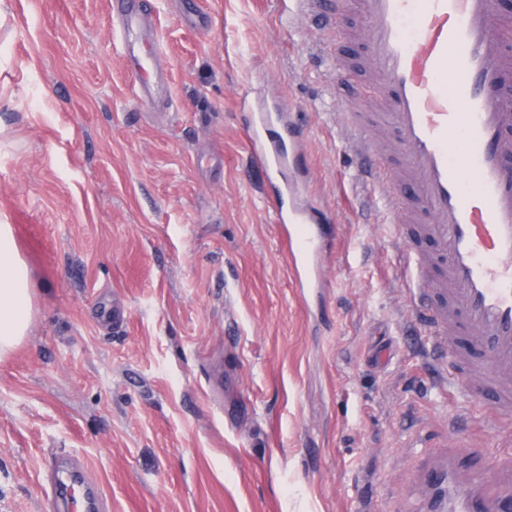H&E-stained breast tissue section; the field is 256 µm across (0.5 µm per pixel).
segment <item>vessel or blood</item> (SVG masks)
Instances as JSON below:
<instances>
[{
	"label": "vessel or blood",
	"instance_id": "obj_1",
	"mask_svg": "<svg viewBox=\"0 0 512 512\" xmlns=\"http://www.w3.org/2000/svg\"><path fill=\"white\" fill-rule=\"evenodd\" d=\"M316 25L332 22L324 0H293ZM124 33L139 22L136 0H114ZM353 32L375 87L349 103V130L368 150L359 116L380 105L396 134L393 153L360 170L368 183L414 194L395 221L412 245L403 259L410 301L448 385L469 401L490 399L512 415V55L494 0H354ZM247 137L266 174L285 179L294 162V133L267 110L252 113ZM297 284L312 287L322 238L287 184L272 201ZM436 252H429L427 243ZM470 345L469 354L457 349ZM477 448L452 452L428 479L430 512H512V490L491 474L512 476V453L482 463ZM75 474L54 480L51 501L69 499L75 512H96L98 487L72 497Z\"/></svg>",
	"mask_w": 512,
	"mask_h": 512
}]
</instances>
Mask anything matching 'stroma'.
Wrapping results in <instances>:
<instances>
[{"instance_id":"stroma-1","label":"stroma","mask_w":512,"mask_h":512,"mask_svg":"<svg viewBox=\"0 0 512 512\" xmlns=\"http://www.w3.org/2000/svg\"><path fill=\"white\" fill-rule=\"evenodd\" d=\"M139 3L146 96L110 0H0V224L35 291L0 360V512H51L61 458L105 512H423L449 449L512 425L441 386L355 83L284 0ZM261 104L302 133L307 292L246 139Z\"/></svg>"}]
</instances>
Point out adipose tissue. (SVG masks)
<instances>
[{
	"label": "adipose tissue",
	"mask_w": 512,
	"mask_h": 512,
	"mask_svg": "<svg viewBox=\"0 0 512 512\" xmlns=\"http://www.w3.org/2000/svg\"><path fill=\"white\" fill-rule=\"evenodd\" d=\"M33 309V282L13 227L0 224V358L18 347Z\"/></svg>",
	"instance_id": "obj_1"
}]
</instances>
